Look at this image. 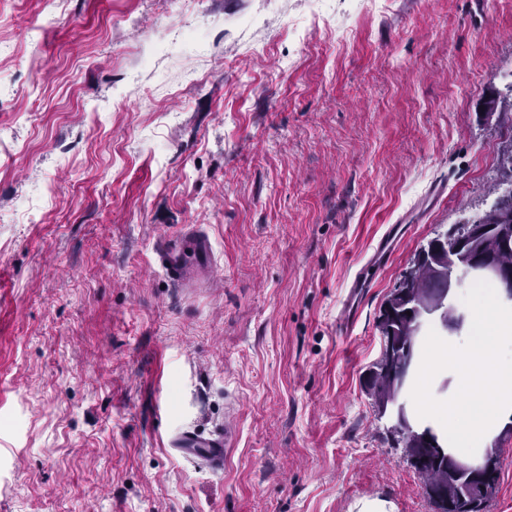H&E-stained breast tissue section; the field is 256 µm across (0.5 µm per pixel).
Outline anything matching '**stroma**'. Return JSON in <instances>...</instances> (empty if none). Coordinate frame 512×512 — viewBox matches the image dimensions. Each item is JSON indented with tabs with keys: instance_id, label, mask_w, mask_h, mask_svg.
<instances>
[{
	"instance_id": "35a3bbf8",
	"label": "stroma",
	"mask_w": 512,
	"mask_h": 512,
	"mask_svg": "<svg viewBox=\"0 0 512 512\" xmlns=\"http://www.w3.org/2000/svg\"><path fill=\"white\" fill-rule=\"evenodd\" d=\"M313 8L0 0V512H433L364 377L499 175L512 0ZM226 428L220 467L173 445ZM159 258L168 277L178 285H185L190 277L206 275L212 270L211 244L201 233H185L177 245L162 250Z\"/></svg>"
}]
</instances>
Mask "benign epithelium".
Segmentation results:
<instances>
[{"label": "benign epithelium", "mask_w": 512, "mask_h": 512, "mask_svg": "<svg viewBox=\"0 0 512 512\" xmlns=\"http://www.w3.org/2000/svg\"><path fill=\"white\" fill-rule=\"evenodd\" d=\"M440 248L429 252L428 262L432 268V287L415 292L409 288L399 290L395 301L388 303L380 318V330H385L389 319L396 316L403 307L408 308L411 315L407 316L405 336L403 340L413 342L418 336L421 319L427 316H438L442 326L449 331L458 330L463 323V315L457 312L448 313V296L461 282V277L471 273H490L496 279L499 288L508 299H512V267L497 263L494 255L488 252H473L468 245V238L456 240L448 261L439 260ZM391 378L387 396L384 399V412L394 422V426L404 431L411 439V461L422 467L433 459L442 463L447 472V480L430 490L432 498L439 504L449 506L456 497L465 495L478 496L485 490V483L490 473V459L487 455L484 462H469L440 447V443L432 430L414 426L406 412L400 395L406 382L409 367L406 364L394 370H388Z\"/></svg>", "instance_id": "benign-epithelium-1"}]
</instances>
